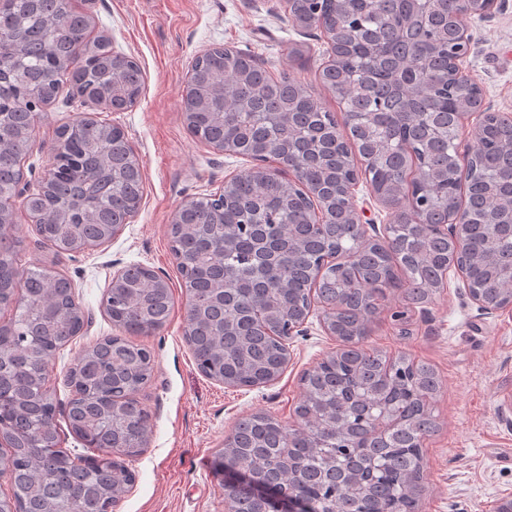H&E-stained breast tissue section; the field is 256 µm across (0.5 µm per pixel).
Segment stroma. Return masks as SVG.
Instances as JSON below:
<instances>
[{
  "label": "stroma",
  "instance_id": "35a3bbf8",
  "mask_svg": "<svg viewBox=\"0 0 512 512\" xmlns=\"http://www.w3.org/2000/svg\"><path fill=\"white\" fill-rule=\"evenodd\" d=\"M92 18V36L109 38L115 52L135 58L144 86L138 102L124 112H101L91 103L61 92L40 115L34 146L25 159L24 180L36 185L52 162L55 130L79 118L105 119L121 127L140 163L143 199L139 212L109 242L80 253L56 254L41 243L22 201H15L14 230L23 261L54 267L69 280L73 294L92 319L80 336L51 362L59 409L60 445L80 447L65 407L71 389L66 371L78 352L116 329L101 300L114 265H141L169 283L174 308L167 325L142 337L155 357L149 386L138 394L150 414L145 450L130 458L136 473L132 490L116 512H225L215 474L217 456L237 421L268 412L294 421L304 372L338 349L316 317L308 332L292 337L290 360L271 384L238 388L209 379L196 368L182 339L185 293L170 250V222L192 197L215 193L253 161L212 148L193 136L183 117V98L194 58L215 45L251 51L272 73L301 80L328 109L335 99L318 74L328 59L320 30L300 31L288 22L282 0H74ZM471 51L466 74L478 79L483 99L494 111L512 112V0L493 17L468 21ZM311 48L310 58L290 56L294 44ZM406 309L404 293L394 289L380 300L365 348L406 354L438 371L443 387L431 407L438 429L423 447L422 495L418 512H495L512 494V316L482 313L465 293L456 273L432 302L407 309V324L391 318Z\"/></svg>",
  "mask_w": 512,
  "mask_h": 512
}]
</instances>
